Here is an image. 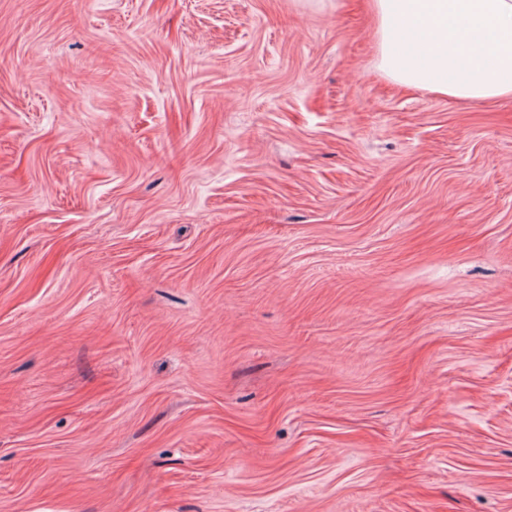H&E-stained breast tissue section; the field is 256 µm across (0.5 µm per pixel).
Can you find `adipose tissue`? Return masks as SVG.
I'll use <instances>...</instances> for the list:
<instances>
[{
    "mask_svg": "<svg viewBox=\"0 0 512 512\" xmlns=\"http://www.w3.org/2000/svg\"><path fill=\"white\" fill-rule=\"evenodd\" d=\"M379 67L458 100L512 97V0H371Z\"/></svg>",
    "mask_w": 512,
    "mask_h": 512,
    "instance_id": "adipose-tissue-1",
    "label": "adipose tissue"
}]
</instances>
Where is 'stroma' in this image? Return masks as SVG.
Listing matches in <instances>:
<instances>
[{"instance_id":"stroma-1","label":"stroma","mask_w":512,"mask_h":512,"mask_svg":"<svg viewBox=\"0 0 512 512\" xmlns=\"http://www.w3.org/2000/svg\"><path fill=\"white\" fill-rule=\"evenodd\" d=\"M368 0H0V512H512V98Z\"/></svg>"}]
</instances>
